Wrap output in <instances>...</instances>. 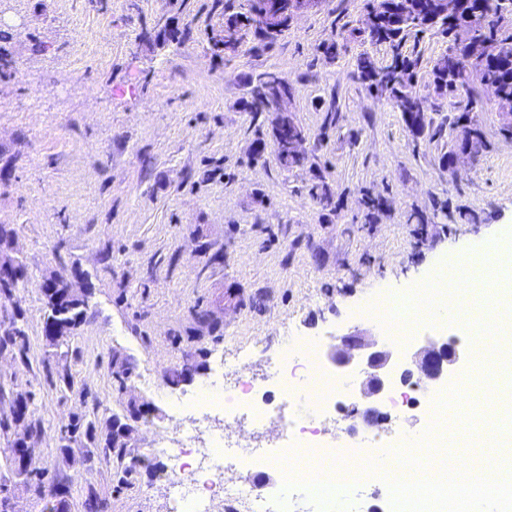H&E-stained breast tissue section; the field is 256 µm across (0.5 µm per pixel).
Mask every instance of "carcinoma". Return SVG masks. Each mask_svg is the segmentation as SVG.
<instances>
[{
    "mask_svg": "<svg viewBox=\"0 0 512 512\" xmlns=\"http://www.w3.org/2000/svg\"><path fill=\"white\" fill-rule=\"evenodd\" d=\"M291 0H282L281 18L272 24L261 22L266 0H246V12L237 14L234 21L243 27L254 29V35L261 41L272 42L288 30L286 14ZM410 0H395V9L389 8L387 0H368L367 7L373 10L377 23L370 24L365 19L359 20L357 33L363 42L372 46L383 45L390 53V63L383 67L375 64L366 53L357 59L356 77L369 91L389 98L395 108L401 112L404 123H409L408 114L414 111V105L423 98L418 86L416 70L418 57L403 52L408 38L416 39L428 32L439 33L448 38V50L440 55L432 66L433 92L440 98L452 97L465 100L460 115L454 125L463 129V133L473 137V149L479 156L486 152L489 143L484 131L472 113L479 111V103L472 96L473 71L481 72L482 78L498 86V112L504 117L500 127L501 133L512 137V0H466L461 4L453 18L434 10L415 12L406 6ZM270 73H262L248 83L250 101L249 111L258 116L272 111V97L275 88L269 85ZM279 117L272 120L271 141L273 152L281 166L294 167L287 160L277 144L282 142L278 134ZM27 279L25 269L10 279L0 278V299H8L12 290ZM48 310L44 322L45 338L50 345L60 347L67 342L69 333L84 319L87 304L67 298V289L55 288L52 292H44ZM20 318L14 317L6 326H0V348L10 345L18 350L20 356H26L28 339ZM32 397L29 393H18L9 402V413L0 415V431H7L13 425L31 415ZM128 415L124 426L127 436L137 430V424L146 420V413L129 404ZM83 438L94 445L97 441V428L86 416L73 412L61 427V439L71 441ZM25 448L22 440L16 439L9 448V463L15 474L23 478L24 483L39 487L43 484V474L33 476L21 469V460ZM114 452L117 461L114 477L117 483L127 481L131 469L125 463L127 450L108 448ZM69 485L58 484L53 499L46 502V512H66V497Z\"/></svg>",
    "mask_w": 512,
    "mask_h": 512,
    "instance_id": "carcinoma-1",
    "label": "carcinoma"
}]
</instances>
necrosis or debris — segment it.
Here are the masks:
<instances>
[{"label":"necrosis or debris","instance_id":"1","mask_svg":"<svg viewBox=\"0 0 512 512\" xmlns=\"http://www.w3.org/2000/svg\"><path fill=\"white\" fill-rule=\"evenodd\" d=\"M326 337L298 347L286 346L266 360L268 371L261 381L235 380L236 368L220 358L214 382L223 394L210 404L189 411L168 431L162 445L145 449L147 457H164L156 480L167 492L174 512H220L221 508L246 505L248 512H296L300 484L288 479L275 492L262 493L249 482L234 480L242 469L270 468L300 453L334 458L368 456L373 448L401 450L407 443L395 431L382 426L368 434L349 435L346 444L329 437L326 424L342 411L353 376L337 372L323 354ZM430 408L428 435L419 447L439 444L437 431L447 424L442 413L448 405V384L425 386L394 377L380 402L383 418L406 414L420 405ZM247 425L265 445L241 444L227 435L230 427ZM369 484L385 486L389 495L385 512H464L474 498L497 499L502 512H512V489L483 479L462 477L426 484L401 482L391 471L369 477Z\"/></svg>","mask_w":512,"mask_h":512}]
</instances>
